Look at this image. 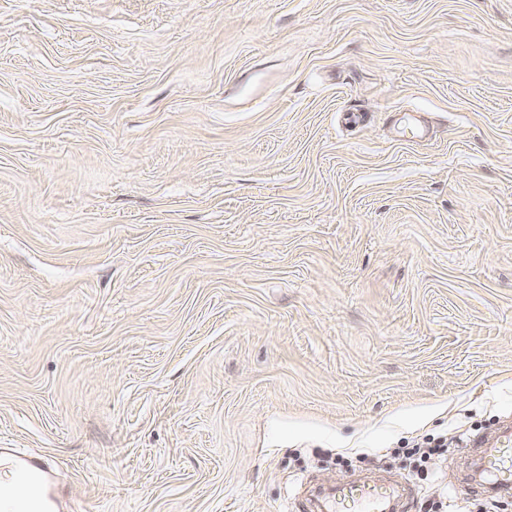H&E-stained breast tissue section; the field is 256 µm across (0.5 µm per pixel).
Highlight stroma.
Instances as JSON below:
<instances>
[{
  "label": "stroma",
  "mask_w": 512,
  "mask_h": 512,
  "mask_svg": "<svg viewBox=\"0 0 512 512\" xmlns=\"http://www.w3.org/2000/svg\"><path fill=\"white\" fill-rule=\"evenodd\" d=\"M506 419L512 0H0V448L68 512H300L425 434L481 512ZM401 127L398 133L404 140L410 141L415 138L424 139L428 135V126L420 115L404 113L400 119Z\"/></svg>",
  "instance_id": "1"
}]
</instances>
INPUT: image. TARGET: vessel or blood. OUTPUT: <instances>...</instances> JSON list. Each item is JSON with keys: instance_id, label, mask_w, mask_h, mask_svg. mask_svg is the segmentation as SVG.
<instances>
[{"instance_id": "obj_1", "label": "vessel or blood", "mask_w": 512, "mask_h": 512, "mask_svg": "<svg viewBox=\"0 0 512 512\" xmlns=\"http://www.w3.org/2000/svg\"><path fill=\"white\" fill-rule=\"evenodd\" d=\"M401 136L404 140L425 138L428 126L416 114L401 118ZM6 464L18 480L35 490L34 496L18 500L15 512H59L62 493L55 465L47 458L32 453L0 448V465ZM484 471L492 477L496 488L512 490V434L506 433L492 443L482 460ZM395 492L386 485L353 480L340 486L328 512H392Z\"/></svg>"}]
</instances>
